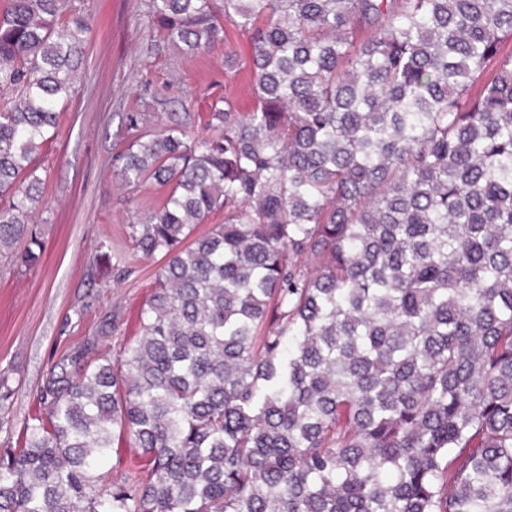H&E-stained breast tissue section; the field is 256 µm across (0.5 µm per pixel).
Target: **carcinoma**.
<instances>
[{"mask_svg":"<svg viewBox=\"0 0 512 512\" xmlns=\"http://www.w3.org/2000/svg\"><path fill=\"white\" fill-rule=\"evenodd\" d=\"M189 56L214 0H151ZM252 112L134 132L115 176L166 188L140 334L50 368L0 453V512H512V0H224ZM68 0L0 10V251L76 93ZM224 223L199 231L215 210ZM126 442L119 481L98 463Z\"/></svg>","mask_w":512,"mask_h":512,"instance_id":"1","label":"carcinoma"}]
</instances>
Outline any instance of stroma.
Instances as JSON below:
<instances>
[{"label":"stroma","mask_w":512,"mask_h":512,"mask_svg":"<svg viewBox=\"0 0 512 512\" xmlns=\"http://www.w3.org/2000/svg\"><path fill=\"white\" fill-rule=\"evenodd\" d=\"M75 5L92 24L77 72L79 93L35 161L49 205L29 228L44 252L24 263L20 242L14 256H0V382L10 391L0 401V451L21 442L53 363L89 346L118 351L139 334L157 264L131 261L123 276L102 258L126 248L124 225L147 215L165 194L157 185L126 187L113 175L131 139L128 114L150 113L146 128L154 131L169 112L199 123L209 102L224 95L238 111L256 106L247 32L226 25L225 43L189 58L160 41L150 0ZM229 49L237 57L230 69L224 66Z\"/></svg>","instance_id":"obj_1"}]
</instances>
